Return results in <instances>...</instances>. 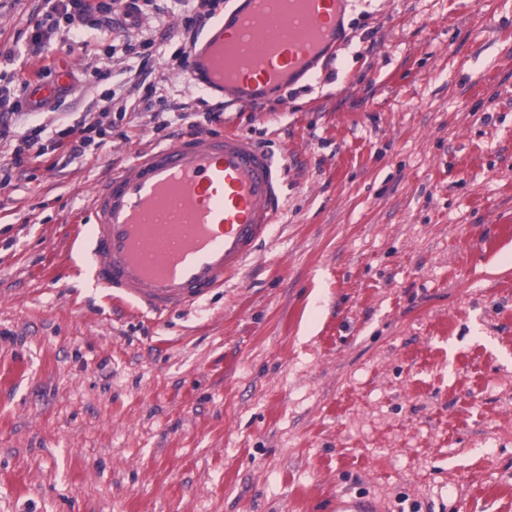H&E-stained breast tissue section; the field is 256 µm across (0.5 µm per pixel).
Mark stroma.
I'll use <instances>...</instances> for the list:
<instances>
[{"label":"stroma","instance_id":"stroma-1","mask_svg":"<svg viewBox=\"0 0 512 512\" xmlns=\"http://www.w3.org/2000/svg\"><path fill=\"white\" fill-rule=\"evenodd\" d=\"M43 6L0 0V72L73 64L18 126L93 117L111 88L120 109L140 30L200 129L220 105L286 157L288 203L243 275L154 320L91 288L67 233L163 143L157 103L0 186V512H512V0H352L335 55L249 106L192 86L181 13L37 56Z\"/></svg>","mask_w":512,"mask_h":512}]
</instances>
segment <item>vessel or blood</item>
Masks as SVG:
<instances>
[{
    "label": "vessel or blood",
    "mask_w": 512,
    "mask_h": 512,
    "mask_svg": "<svg viewBox=\"0 0 512 512\" xmlns=\"http://www.w3.org/2000/svg\"><path fill=\"white\" fill-rule=\"evenodd\" d=\"M347 0H238L189 51L193 87L244 104L294 84L336 48ZM288 186L285 156L231 130L136 152L85 195L69 246L94 284L159 318L239 276L270 237Z\"/></svg>",
    "instance_id": "1"
}]
</instances>
